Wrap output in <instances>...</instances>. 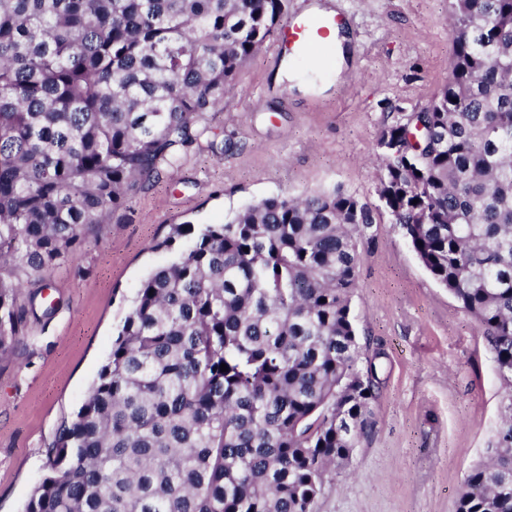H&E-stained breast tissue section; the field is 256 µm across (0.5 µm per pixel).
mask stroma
Returning a JSON list of instances; mask_svg holds the SVG:
<instances>
[{"mask_svg": "<svg viewBox=\"0 0 512 512\" xmlns=\"http://www.w3.org/2000/svg\"><path fill=\"white\" fill-rule=\"evenodd\" d=\"M316 3L346 16L328 88L279 79L268 38L211 114L209 139L53 273L52 313L29 321L0 361V512H23L45 476V450L82 404L141 281L171 259L160 247L171 225L216 224L267 197L337 187L380 206L377 137L447 82L450 0H288L285 14ZM359 249L352 310L362 352L377 357L373 424L317 512H454L501 422L494 356L388 214Z\"/></svg>", "mask_w": 512, "mask_h": 512, "instance_id": "1", "label": "stroma"}]
</instances>
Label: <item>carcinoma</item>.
<instances>
[{
    "mask_svg": "<svg viewBox=\"0 0 512 512\" xmlns=\"http://www.w3.org/2000/svg\"><path fill=\"white\" fill-rule=\"evenodd\" d=\"M285 2L0 0V358L51 274L210 131ZM451 22L448 81L377 139L379 194L505 388L455 512H512V0H452ZM375 223L334 188L171 225L161 246H191L140 283L25 512H317L371 425L351 299Z\"/></svg>",
    "mask_w": 512,
    "mask_h": 512,
    "instance_id": "cac0c4a2",
    "label": "carcinoma"
}]
</instances>
